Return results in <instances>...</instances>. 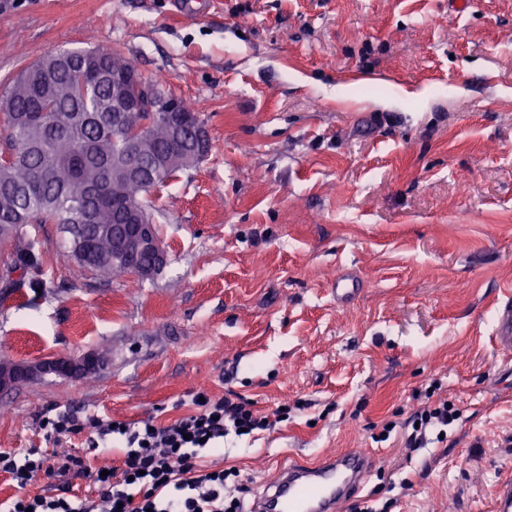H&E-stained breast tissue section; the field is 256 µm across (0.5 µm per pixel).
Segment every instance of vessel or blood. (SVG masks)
Returning <instances> with one entry per match:
<instances>
[{
  "label": "vessel or blood",
  "instance_id": "obj_1",
  "mask_svg": "<svg viewBox=\"0 0 512 512\" xmlns=\"http://www.w3.org/2000/svg\"><path fill=\"white\" fill-rule=\"evenodd\" d=\"M363 288L356 274L341 270L335 279L337 303H351ZM492 335L500 350L512 351L511 291L498 303ZM372 464V457L357 448L330 453L312 463H290L255 496L251 512H343Z\"/></svg>",
  "mask_w": 512,
  "mask_h": 512
}]
</instances>
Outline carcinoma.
Instances as JSON below:
<instances>
[{
  "label": "carcinoma",
  "instance_id": "1",
  "mask_svg": "<svg viewBox=\"0 0 512 512\" xmlns=\"http://www.w3.org/2000/svg\"><path fill=\"white\" fill-rule=\"evenodd\" d=\"M87 64L104 75L75 83ZM136 74L117 49L63 50L45 72L31 64L0 93L7 104L0 130V242L14 243L8 273L20 284L46 287L41 242L28 228L56 224L67 234L64 248L80 269L99 276L122 273L129 257L119 252L112 225L137 208L152 219L151 193L208 154L209 139L194 110L173 129L161 113L127 112L112 119V73ZM137 154L141 164L131 168Z\"/></svg>",
  "mask_w": 512,
  "mask_h": 512
}]
</instances>
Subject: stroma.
<instances>
[{
	"label": "stroma",
	"instance_id": "1",
	"mask_svg": "<svg viewBox=\"0 0 512 512\" xmlns=\"http://www.w3.org/2000/svg\"><path fill=\"white\" fill-rule=\"evenodd\" d=\"M121 50L190 102L211 142L152 195V280L85 273L54 224L51 275L15 287L0 244V361L104 354L98 372L0 391V451L46 447L52 407L164 423L231 390L288 421L227 437L246 501L285 465L370 453L390 512H493L512 473V366L490 339L512 290V0H0V87L61 49ZM365 287L351 305L340 269ZM461 417L414 451L427 388ZM363 288L364 284L356 274L342 269L336 275L333 293L336 295V302L343 305L351 303Z\"/></svg>",
	"mask_w": 512,
	"mask_h": 512
}]
</instances>
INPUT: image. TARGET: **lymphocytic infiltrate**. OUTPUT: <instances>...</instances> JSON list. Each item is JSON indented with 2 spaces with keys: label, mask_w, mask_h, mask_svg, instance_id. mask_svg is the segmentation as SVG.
I'll return each mask as SVG.
<instances>
[{
  "label": "lymphocytic infiltrate",
  "mask_w": 512,
  "mask_h": 512,
  "mask_svg": "<svg viewBox=\"0 0 512 512\" xmlns=\"http://www.w3.org/2000/svg\"><path fill=\"white\" fill-rule=\"evenodd\" d=\"M191 402L195 413L166 425L151 419L113 424L98 415L67 411L41 415L39 427L55 446L0 452V473L8 474L19 490L0 503V512H243L240 497L226 491L236 471L204 464L200 452L221 451L228 435L264 429L265 416L231 392L195 396ZM460 416L451 401H425L411 416L415 426L405 435L406 445L426 447ZM79 434L88 456L63 447ZM117 436L125 442L124 458L120 465L102 467L98 460ZM80 474L93 476L97 492L79 502L26 492L36 481L61 482Z\"/></svg>",
  "instance_id": "1"
}]
</instances>
